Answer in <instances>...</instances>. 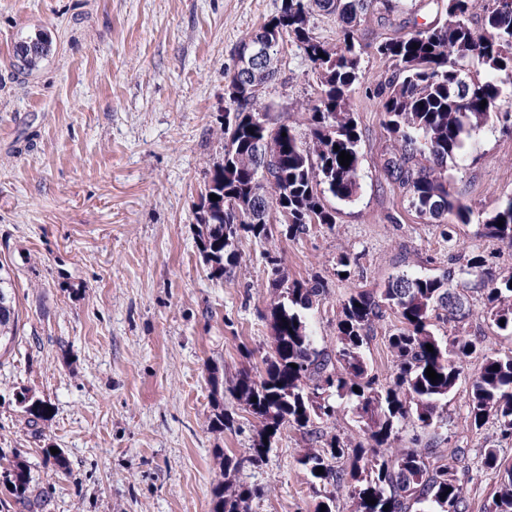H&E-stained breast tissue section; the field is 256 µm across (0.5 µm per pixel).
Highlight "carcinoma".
<instances>
[{"mask_svg": "<svg viewBox=\"0 0 512 512\" xmlns=\"http://www.w3.org/2000/svg\"><path fill=\"white\" fill-rule=\"evenodd\" d=\"M444 2V21L368 47L361 42L357 26L373 0H282L278 13L254 36L272 28L292 37L305 59L320 70V96L311 108L308 132L302 133L257 93L258 86L276 78L274 62L264 65L267 72L260 77L231 75L230 81L244 89L241 97L228 99L224 163L209 170L196 217L201 254L210 274L222 277L236 267L241 238L273 237L271 213L259 205V194L269 195L285 236L294 239L307 234L312 224L336 223V210L325 205L320 186L341 200L355 197L360 136L351 99L360 84L362 55L369 48L390 63L386 75L369 89L380 99L386 125L399 141L398 153L387 163L390 178L418 216L470 223L471 208L448 181L414 159L427 156L438 166L459 159L472 132L490 121L512 129V110L502 108V102L512 98V0H490L483 7L479 30L472 25L476 0ZM315 7L344 20L338 47L332 49L313 36L309 22ZM48 51V41L37 38L21 43L17 56L23 69L30 70ZM260 112L262 121L257 120ZM341 151L353 156L347 167L339 163ZM212 193L218 196L215 202ZM483 228L487 236L512 249V199L487 216ZM272 272L280 297L272 312L274 345L262 358L260 380L245 375L235 386L237 399L259 419L260 439L247 455L224 458V475L261 466L283 427L313 433L314 419L335 415L332 398L336 396L368 419V443L352 446L334 434L322 450L306 453L300 464L313 482L349 484L356 512H407L408 492L427 504L424 512H466L467 502L451 467L431 462L430 449L409 448L397 455L385 450L391 445L395 423L411 412L423 426L433 424L464 363L479 355L483 360L468 400L471 426L479 430L493 418L501 437L512 438V355H485L478 337L455 336L444 342L430 330L433 319L459 323L470 315L463 286L474 278L483 285L495 325L512 334V275L494 276L484 257L472 252L440 276L402 274L389 280L378 295L352 294L342 304L336 323L338 348L331 355L317 349L303 314L313 298L324 293L323 282L290 281L277 267ZM4 284L0 277V347L15 339L19 319ZM388 308L401 327L388 339L396 358L395 372L379 390L362 349ZM428 344L434 352L427 351ZM429 366L441 378L431 381L426 375ZM363 460L369 469L359 467ZM481 464L500 477L487 512H512V464L495 448L483 449ZM318 467L323 473H316ZM12 476L17 494L25 495L31 482L28 467L14 463ZM256 495L258 489L250 485L220 481L213 488V512H241L242 504ZM370 499L375 503H368Z\"/></svg>", "mask_w": 512, "mask_h": 512, "instance_id": "cac0c4a2", "label": "carcinoma"}]
</instances>
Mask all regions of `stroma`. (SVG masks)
<instances>
[{
	"label": "stroma",
	"mask_w": 512,
	"mask_h": 512,
	"mask_svg": "<svg viewBox=\"0 0 512 512\" xmlns=\"http://www.w3.org/2000/svg\"><path fill=\"white\" fill-rule=\"evenodd\" d=\"M281 0H0V266L19 311L17 334L0 352V512H213L220 455L239 457L256 442L258 420L233 391L259 378L273 346L278 293L267 255L292 279H321L325 292L305 317L318 348L336 351L343 302L378 291L402 273L437 276L451 257L484 255L499 276L512 251L485 237L482 222L512 198V134L479 127L464 158L440 170L474 214L470 223L418 217L385 175L397 141L378 98L366 94L387 70L364 55L363 91L351 109L361 136L353 200L326 196L332 227L313 225L293 239L243 238L230 274L211 275L200 254L196 212L214 163L224 159L225 88L241 42L277 14ZM438 0H404L386 13L380 0L359 25L363 43L411 33L442 18ZM44 35L50 52L19 69L17 45ZM277 80L264 102L297 124L321 86L313 65L285 42ZM358 257L336 273L340 255ZM465 294L472 313L435 323L441 339L479 336L487 353L512 351L493 323L478 283ZM394 313L374 325L363 357L388 380L395 358ZM480 365L471 359L447 410L431 427L416 416L398 425L392 450L413 435L447 459L467 512H486L498 477L481 467L483 449L512 458L496 421L474 430L468 394ZM224 378L222 405L233 424L213 430L210 370ZM27 395L47 407L30 422ZM314 434L281 429L266 461L235 479L262 488L246 512H315L331 495L336 512H355L347 485L319 491L300 457L338 434L367 438L345 400ZM68 461L59 468L45 449ZM24 461L25 497L9 472Z\"/></svg>",
	"instance_id": "stroma-1"
}]
</instances>
